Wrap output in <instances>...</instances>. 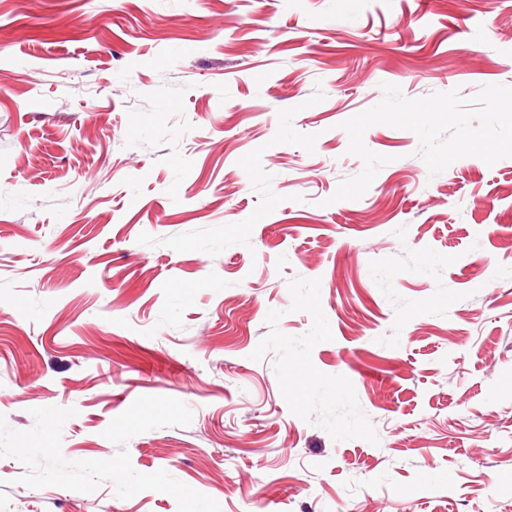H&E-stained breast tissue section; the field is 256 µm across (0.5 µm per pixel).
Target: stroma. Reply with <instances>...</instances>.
Instances as JSON below:
<instances>
[{"label": "stroma", "instance_id": "obj_1", "mask_svg": "<svg viewBox=\"0 0 512 512\" xmlns=\"http://www.w3.org/2000/svg\"><path fill=\"white\" fill-rule=\"evenodd\" d=\"M512 86V0H0V415L75 408L221 512H512V158L430 174L408 130L357 200L341 124ZM0 512H178L19 484Z\"/></svg>", "mask_w": 512, "mask_h": 512}]
</instances>
